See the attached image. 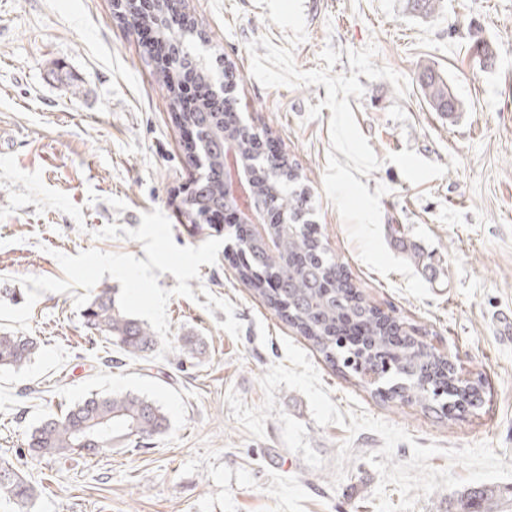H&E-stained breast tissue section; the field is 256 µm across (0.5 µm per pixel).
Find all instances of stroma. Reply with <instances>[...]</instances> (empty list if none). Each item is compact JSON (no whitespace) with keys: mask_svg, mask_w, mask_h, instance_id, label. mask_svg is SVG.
I'll list each match as a JSON object with an SVG mask.
<instances>
[{"mask_svg":"<svg viewBox=\"0 0 512 512\" xmlns=\"http://www.w3.org/2000/svg\"><path fill=\"white\" fill-rule=\"evenodd\" d=\"M407 0H304L306 39L294 50L299 70L323 67L325 47L340 51L334 73H350L345 50L379 49L374 67L403 76L398 98L386 80L359 76L363 97L348 102L381 162L364 177L385 185L383 224H400L405 240L429 256L419 275L431 290L417 300L405 276L367 267L324 192L330 109L308 119L327 96L322 85L266 88L251 75L247 41L285 33L256 0H190L205 41L192 53L239 75L238 109L255 129H271L309 187L311 219L363 295L426 339L463 373L488 383L481 408L450 420L408 403H384L311 351L240 282L219 252L190 280L193 298L172 297L169 337L198 336L202 355L177 353L105 365L111 347L85 327L70 293L48 292L31 310L28 333L40 348L26 367L0 370V459L38 484L31 512H375L380 477L365 457L383 446L375 433L348 437L338 425L317 426L305 396L279 386L264 439L233 419L225 400L235 390L259 406V379L285 359L284 340L309 357L340 411L368 413L407 430L394 459L412 445L441 446L429 461L448 467L446 448L481 442L512 464V0H445L431 18ZM492 43L493 68H482L475 44ZM444 75L465 108L456 120L422 97L419 64ZM153 62L142 56L140 31L117 21L112 0H0V301L24 294L22 277L59 278L56 253L98 249L146 254L140 242L103 238L115 223L135 229L161 210L178 246L213 238L194 229L179 207L195 177ZM134 391L156 401L170 429L139 446L95 456L34 461L20 448L34 426L95 392ZM352 439L346 477L334 482L339 445Z\"/></svg>","mask_w":512,"mask_h":512,"instance_id":"1","label":"stroma"}]
</instances>
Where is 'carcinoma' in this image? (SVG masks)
I'll return each instance as SVG.
<instances>
[{
    "label": "carcinoma",
    "mask_w": 512,
    "mask_h": 512,
    "mask_svg": "<svg viewBox=\"0 0 512 512\" xmlns=\"http://www.w3.org/2000/svg\"><path fill=\"white\" fill-rule=\"evenodd\" d=\"M180 22L193 24L188 0H162L155 14L141 18L144 25L158 26V39L165 46L181 37L173 31V25ZM180 59L178 65L158 69V75L171 107L193 125L195 140L185 147L187 164L195 168L201 160L206 169L195 195L183 200L189 223L211 225L224 207V140L229 137L235 142L239 163L253 177L254 206L277 213V221L266 228L268 238L275 242L272 248L238 227L227 232L240 281L306 338L326 362L356 378L370 392L425 409H446L450 417L460 411L462 399L473 407L479 405L485 387L482 377L456 388L448 358L416 334L395 335L399 322L366 301L351 283L309 219L311 200L303 185L304 176L287 156L272 163L267 155L257 152V139L271 136L272 131L259 132L243 124L235 116L234 93L222 97L209 91L211 67L200 66L183 47ZM186 68L196 71L202 89L201 96L190 103L181 92ZM420 87L434 111L464 110V103L453 94L447 80L427 64L421 66ZM82 317L88 329L134 360L152 351L157 343L144 323L121 312L110 289L95 294ZM38 348L32 336L1 332L0 368H23ZM178 353L197 357L202 353L200 340L181 337ZM361 366L374 369L375 382L360 376ZM169 427L163 408L144 396L131 392L95 394L34 427L27 436L26 455L56 459L77 452L88 454L125 442L151 440ZM38 497L35 483L13 464L0 462V500L26 512ZM497 497L493 485L466 487L456 494L454 506L456 512H491L490 503Z\"/></svg>",
    "instance_id": "obj_1"
}]
</instances>
